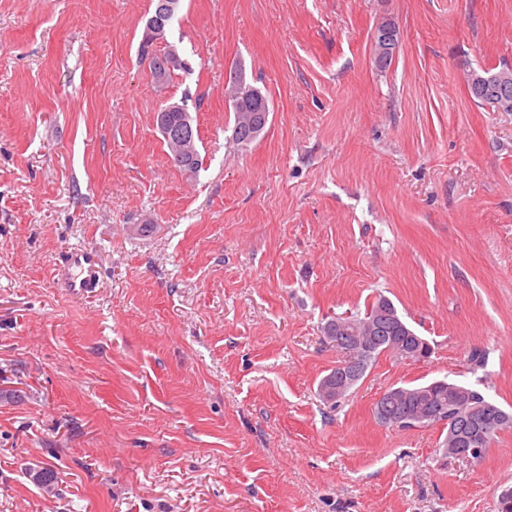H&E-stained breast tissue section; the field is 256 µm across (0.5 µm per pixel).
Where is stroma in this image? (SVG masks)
<instances>
[{
	"mask_svg": "<svg viewBox=\"0 0 512 512\" xmlns=\"http://www.w3.org/2000/svg\"><path fill=\"white\" fill-rule=\"evenodd\" d=\"M150 8L0 0V512H497L512 431L468 463L373 407L447 377L512 411V112L467 87L512 66V0H184L162 89ZM237 69L270 108L245 147ZM187 93L195 177L154 126ZM77 246L88 299L53 278ZM379 294L431 356L322 401L324 325ZM398 35L399 31L392 25H389L388 22H383L376 27L373 34V43L374 46H378L379 48L377 56L378 63H386L391 53H395ZM146 59L148 60L149 65L152 70L150 71L153 80H155L153 72L158 75L163 74L167 69L172 70L174 66H179L180 63H183V59L178 56H168L167 58L164 55H154L150 49H148V53L146 54ZM185 67H175L172 71H169L164 80V84H167L169 80L172 78V74H174L175 70H186ZM237 74L239 75L241 83L244 85V87H247L249 89L256 91L258 98L254 99L253 105H254L255 109L257 110V112H261L260 103H259V99H261V98L263 100L264 108L266 109V106H265V103H266L267 109H269L267 97L258 88L254 87L253 85L246 82L245 76L243 75L242 70H240V69L237 70ZM236 97L239 98L237 101V105L240 107L241 111L242 112H250L251 109L253 108V105L248 101L249 96H247L243 92H238ZM237 105L234 102H232V103L230 102L228 104L229 112H233V116H234L233 137H234V140L238 144L246 146V145L250 144L251 142H253L254 140H256L264 132L266 126L262 130H260V128L265 124V122L267 120V114L264 117H262V119L259 123V130L257 131V133H253V132H255V130L250 129V126L243 125L241 123L240 119H241L242 112H239V108L237 107ZM101 277L100 259L87 248L68 251L55 269L54 279L60 288L74 296H87L97 288Z\"/></svg>",
	"mask_w": 512,
	"mask_h": 512,
	"instance_id": "1",
	"label": "stroma"
}]
</instances>
